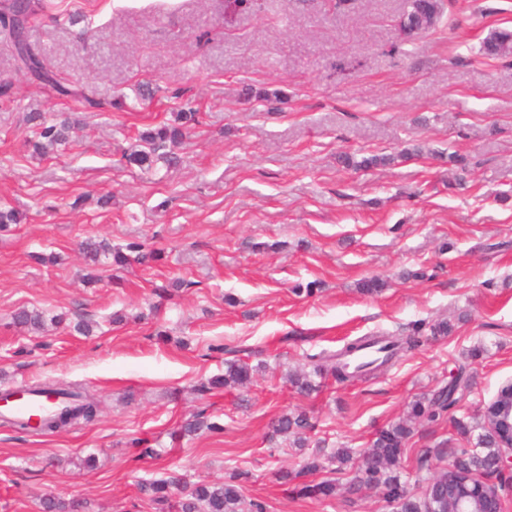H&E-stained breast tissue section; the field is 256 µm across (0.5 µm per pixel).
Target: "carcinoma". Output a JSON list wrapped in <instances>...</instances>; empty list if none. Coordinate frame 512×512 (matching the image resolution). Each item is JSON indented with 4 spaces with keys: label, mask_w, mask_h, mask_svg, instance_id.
<instances>
[{
    "label": "carcinoma",
    "mask_w": 512,
    "mask_h": 512,
    "mask_svg": "<svg viewBox=\"0 0 512 512\" xmlns=\"http://www.w3.org/2000/svg\"><path fill=\"white\" fill-rule=\"evenodd\" d=\"M48 7L44 0H0V42L16 49V17H24L26 24H31L39 11ZM444 13L441 0H404L399 38L403 42L411 41L429 30L433 29ZM481 52L488 57L506 56L512 53V30L504 27L492 32L482 42ZM18 71L29 76V80L40 88L50 89L60 96H70L85 101L89 106L96 107L101 102L95 100L88 93L87 81L65 82L57 77L51 69L44 55L31 44H26L25 55L22 58L14 57ZM201 113L189 104H180L173 118L160 126L139 133L137 148L122 154V162L128 166H136L146 172L153 170L159 161L171 160L166 152L170 146L175 147L183 141L190 131L201 124ZM32 127L27 144L40 156L55 151L58 147L69 142L71 133L78 124L77 119L68 116L61 120L48 121L39 113L30 116ZM422 154V148L414 146L400 151L394 155H376L363 157L359 160L352 156L343 157L346 167L355 170L386 166L395 161H407ZM86 269L84 281L96 282L100 266L126 267L133 263H146L161 257V252L155 249L148 250L145 244L139 241H130L125 245L114 246L101 240L87 241L81 244ZM67 315L46 314L39 310L21 309L14 315L16 325L34 330L42 329L46 323L55 326L66 324ZM429 329L433 335H445L452 331V324L440 321L434 325L426 326L420 322L412 327L406 336H362L337 351H323L310 356L313 371L296 375L291 379L292 386L300 393L308 394L318 386L314 377H330L338 383L349 382L354 379L366 380L378 371L388 366L399 353L420 346L424 329ZM371 344L379 346L381 356L372 362L363 364L354 370H349L346 359ZM253 368L235 360L225 362V371L222 375L212 376L200 384L199 394L211 393L231 385H246L251 382ZM469 387V379L465 375V368L460 367L457 374L448 381L438 392L431 396L415 401L410 408L407 418L388 425L380 430L373 440L370 448L361 456V471L365 482L379 488L383 496L400 504L401 512H431L432 503L429 499L417 500L407 491L401 481L397 469L400 466L401 455L406 440L412 434V422L417 419H434L442 413L454 408L461 400ZM62 398L67 400L65 409L74 411V414L62 417L53 424L45 427L53 432L65 426L79 422L89 423L98 414V402L91 395L77 387L58 388ZM455 428L463 433L470 434L479 429L476 436L475 448H454L449 452L451 460L448 466L435 472L428 482L443 486L448 479L467 480L473 485L480 481L473 478V474L480 472L484 475L495 474L494 465L501 451L503 438L501 433L493 427L488 415H483L476 426L456 419ZM314 428V423L305 412L284 413L272 422L271 437L292 436L295 442L304 441L306 432ZM223 426L211 420L210 416L202 410L196 412L192 419L186 421L179 430L180 436H195L202 432H217ZM339 462L345 464L350 461V452L340 449L327 453L320 448L303 460L302 470L314 473L323 468V464ZM247 478L244 472L235 473L229 480L223 482H209L200 480L188 483L182 478L169 477L162 480L143 481L138 485L139 492L149 501L161 505V509L170 508L173 492L181 493L178 502L179 512H265V506L258 501L246 502L242 494L240 480ZM336 485L330 482H309L298 487V494L307 498L325 499L334 496Z\"/></svg>",
    "instance_id": "carcinoma-1"
}]
</instances>
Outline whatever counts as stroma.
Returning a JSON list of instances; mask_svg holds the SVG:
<instances>
[{
	"label": "stroma",
	"mask_w": 512,
	"mask_h": 512,
	"mask_svg": "<svg viewBox=\"0 0 512 512\" xmlns=\"http://www.w3.org/2000/svg\"><path fill=\"white\" fill-rule=\"evenodd\" d=\"M401 6L256 0L228 20L225 0H61L84 23L45 14L27 39L60 77L89 81L96 108L37 88L0 45V206L23 215L0 230V389L49 381L100 400L96 421L53 433L0 424V512H41L48 495L84 512H156L139 481L235 470L266 512H399L362 482L358 455L461 364L472 387L454 417L418 422L406 442L410 495L425 494L420 464L441 467L433 449L474 446L454 419L475 422L512 379V61L479 52L491 31L512 28V0H452L434 30L402 46ZM259 89L282 98L259 101ZM176 92L204 114L179 163L154 175L120 166L139 132L170 119ZM31 112L72 113L81 128L35 157ZM417 144L422 157L368 171L339 161ZM447 150L464 167L438 160ZM88 238L140 240L163 256L87 284ZM38 252L57 263H36ZM373 276L385 288L362 294ZM173 278L184 288L158 297ZM307 284L311 295L296 294ZM22 306L90 319L93 331L21 330ZM445 318L452 334L373 378H328L308 396L286 380L321 350ZM231 359L254 368L252 383L200 396L197 384ZM204 405L223 431L175 438ZM287 411L314 417L306 447L269 439ZM320 445L356 458L304 474ZM311 480L334 481L335 498L299 496Z\"/></svg>",
	"instance_id": "obj_1"
}]
</instances>
